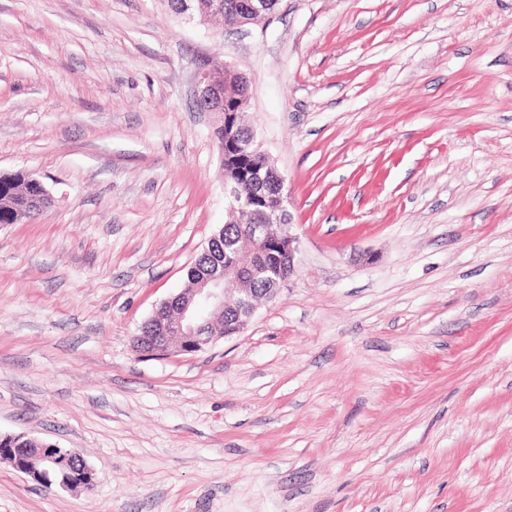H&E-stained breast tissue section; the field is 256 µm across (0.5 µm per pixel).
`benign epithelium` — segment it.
I'll return each mask as SVG.
<instances>
[{"label":"benign epithelium","instance_id":"1","mask_svg":"<svg viewBox=\"0 0 512 512\" xmlns=\"http://www.w3.org/2000/svg\"><path fill=\"white\" fill-rule=\"evenodd\" d=\"M277 0H243L234 7L223 0H181L174 14L187 22L208 24L225 14L235 16L240 24H256L266 19ZM198 95L212 101L210 111L222 114L224 141L219 152L249 149L255 136L243 135L240 122L249 105V91L244 77L229 68L208 67L199 76ZM263 161L255 173L243 181L224 180V193L230 211L248 218L240 226L241 240L247 244L245 255L254 258L271 243L281 252L283 273L263 289L264 299L273 300L295 269L298 252L296 237L284 223L287 197L283 194L284 177L260 152ZM258 280V263L224 264L220 256L207 271L194 277L190 287L160 303L142 323L134 336L133 347L139 353L168 357L200 352L216 338L242 332L256 310L257 289L250 284ZM24 447L13 449L11 464L42 485H52L45 478L44 464L53 462L48 452L53 445L22 437Z\"/></svg>","mask_w":512,"mask_h":512}]
</instances>
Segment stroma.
Here are the masks:
<instances>
[{
    "label": "stroma",
    "instance_id": "obj_1",
    "mask_svg": "<svg viewBox=\"0 0 512 512\" xmlns=\"http://www.w3.org/2000/svg\"><path fill=\"white\" fill-rule=\"evenodd\" d=\"M249 84L298 267L243 333L139 326L229 217L201 70ZM0 512H512V0H278L221 34L165 0H0ZM39 193V186L25 172L0 175V224H14L24 205L28 216L34 218L42 211L33 204ZM24 448H11L13 451L14 458L10 463L20 472L30 476L34 481L42 485H58L61 488H72V481L52 483L44 476L47 477L48 471L44 469L45 463H52L53 458L48 455L51 448H59L55 444H46L39 442L35 439L20 435ZM71 448H59L55 452L61 454L59 462L66 461L70 465L68 460V451ZM44 475V476H43Z\"/></svg>",
    "mask_w": 512,
    "mask_h": 512
}]
</instances>
